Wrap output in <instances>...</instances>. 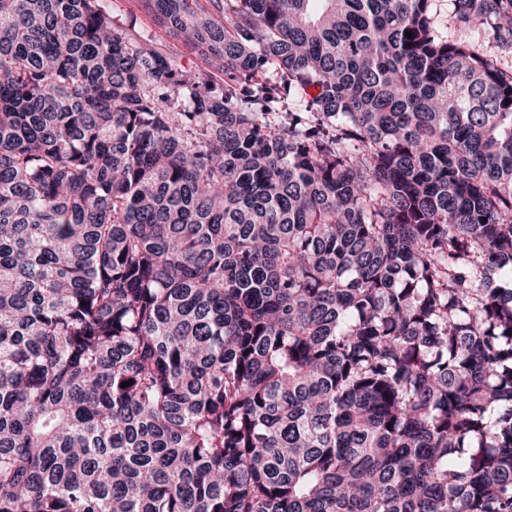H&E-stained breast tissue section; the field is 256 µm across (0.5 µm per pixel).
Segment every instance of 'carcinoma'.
Returning a JSON list of instances; mask_svg holds the SVG:
<instances>
[{"label":"carcinoma","mask_w":512,"mask_h":512,"mask_svg":"<svg viewBox=\"0 0 512 512\" xmlns=\"http://www.w3.org/2000/svg\"><path fill=\"white\" fill-rule=\"evenodd\" d=\"M142 3L208 68L0 0V512H512V74L430 0ZM431 6L434 12L440 14V17L448 19V40L455 42L458 40L473 42L478 34L474 31H466L454 25L453 16L456 9L455 0H431Z\"/></svg>","instance_id":"1"}]
</instances>
